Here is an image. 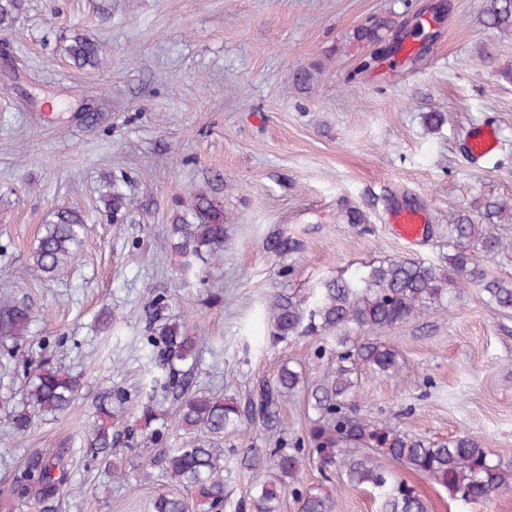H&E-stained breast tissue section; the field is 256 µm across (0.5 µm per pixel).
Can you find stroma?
Here are the masks:
<instances>
[{
  "label": "stroma",
  "instance_id": "1",
  "mask_svg": "<svg viewBox=\"0 0 512 512\" xmlns=\"http://www.w3.org/2000/svg\"><path fill=\"white\" fill-rule=\"evenodd\" d=\"M0 30V296L27 298L43 320L22 347L0 342V422L18 406L33 368L50 359L78 376L65 414L36 418L23 440L0 433V482L29 458L67 448L79 494L49 512H149L169 481L144 443L145 382L154 371L144 311L169 296V312L201 336L195 388L246 403L290 364L312 382L336 365L318 335L272 337L258 317L276 293L314 301L320 282L384 258L443 264L448 213L473 197L512 200V33L485 22V0H10ZM386 23L387 41L358 42ZM81 33L105 64L74 66L65 51ZM370 55L380 62L363 68ZM441 112L438 128L425 122ZM490 123L497 150L467 152L465 133ZM134 198L113 224L101 197L110 182ZM215 192L231 218L224 265L205 283L180 275L162 229L185 211L188 189ZM89 218L76 260L47 278L31 252L59 207ZM430 217L415 245L394 236L398 207ZM362 221L349 223L347 211ZM273 236L298 250L267 248ZM111 312L112 327L97 317ZM401 354L399 375L361 370L362 414L394 418L435 442L483 440L512 466V312L477 288L457 291L446 312L383 332ZM123 390L117 456L122 482L84 453L99 397ZM315 412L305 394L279 409L278 427L229 433L225 455L274 448L306 435ZM415 487L428 512H512V490L466 504L416 472L383 460ZM335 512H378L369 490L324 479Z\"/></svg>",
  "mask_w": 512,
  "mask_h": 512
}]
</instances>
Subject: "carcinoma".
I'll use <instances>...</instances> for the list:
<instances>
[{
  "instance_id": "1",
  "label": "carcinoma",
  "mask_w": 512,
  "mask_h": 512,
  "mask_svg": "<svg viewBox=\"0 0 512 512\" xmlns=\"http://www.w3.org/2000/svg\"><path fill=\"white\" fill-rule=\"evenodd\" d=\"M488 24L512 31V0H487ZM68 58L79 67H96L103 58L99 45L75 34L67 46ZM112 223L122 224L131 215L133 202L117 186L102 196ZM87 217L75 209L56 210L34 246L33 265L46 276L54 275L77 256ZM512 224V203L490 194L476 198L466 211L448 218L454 241L448 254V272L432 264L402 258H386L368 264L350 277L325 280L314 308L304 312L290 294L275 295L266 314L273 336L286 338L316 333L336 342V368L311 389L312 408L318 413L304 438L289 448H247L239 463L265 474L249 493L248 512H281L286 493L294 495L299 512H333L332 495L319 486H305L300 473L306 463L323 473L337 472L346 485L369 488L379 498L380 512H427L415 489L390 477L377 462L381 454L408 467L448 490L466 503H480L512 487V469L493 458L482 440L461 435L445 442L413 437L391 420L373 421L359 412L358 367L395 377L401 369L400 354L379 339L380 332L402 324L427 310H447L453 289L473 286L486 302L500 311H512V280L490 275L484 260L512 261V241L495 231ZM224 205L206 193L193 195L190 208L165 225L171 248L182 258L181 270L197 274V262H224ZM169 299L155 296L145 315L146 344L151 347L157 371L147 382L150 398L161 396L170 404L176 426L194 435L182 448H161L150 464L162 468L172 488L159 492L151 512H187L194 498L204 512H224V449L217 440L226 433H243L249 421L270 415L279 402L305 388L302 373L283 365L273 383H263L245 408L222 397L191 391L190 373L183 369L196 352L198 337L188 336L182 325L166 314ZM40 321L23 300L0 298V339L22 344L33 337ZM359 336H351V332ZM80 384L64 368L45 360L28 383L21 405L9 416L7 433L23 438L35 418L57 416L70 409ZM101 422L87 436L86 452L107 468L114 480L122 476L112 463L119 434L112 432V402L99 405ZM72 479L68 449L30 458L10 484L0 487V501L11 505L42 504L78 492Z\"/></svg>"
}]
</instances>
